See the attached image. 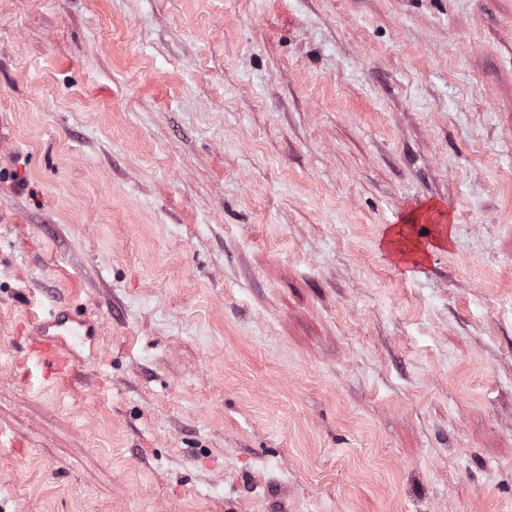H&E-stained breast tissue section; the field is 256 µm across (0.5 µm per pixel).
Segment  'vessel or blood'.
I'll use <instances>...</instances> for the list:
<instances>
[{
	"instance_id": "1",
	"label": "vessel or blood",
	"mask_w": 512,
	"mask_h": 512,
	"mask_svg": "<svg viewBox=\"0 0 512 512\" xmlns=\"http://www.w3.org/2000/svg\"><path fill=\"white\" fill-rule=\"evenodd\" d=\"M95 333L90 321L78 315L35 317L25 358L40 367L44 378L82 380L75 347Z\"/></svg>"
}]
</instances>
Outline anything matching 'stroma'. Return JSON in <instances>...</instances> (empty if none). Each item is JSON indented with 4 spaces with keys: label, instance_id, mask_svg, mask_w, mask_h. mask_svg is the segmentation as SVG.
I'll return each mask as SVG.
<instances>
[{
    "label": "stroma",
    "instance_id": "obj_1",
    "mask_svg": "<svg viewBox=\"0 0 512 512\" xmlns=\"http://www.w3.org/2000/svg\"><path fill=\"white\" fill-rule=\"evenodd\" d=\"M0 512H512V0H0ZM384 244L387 248L397 251L402 257L412 258L420 250L417 244L403 235L402 230H390ZM95 335V327L81 315H36L25 347V359L39 366L45 379L81 381L83 373L75 347L78 341Z\"/></svg>",
    "mask_w": 512,
    "mask_h": 512
}]
</instances>
